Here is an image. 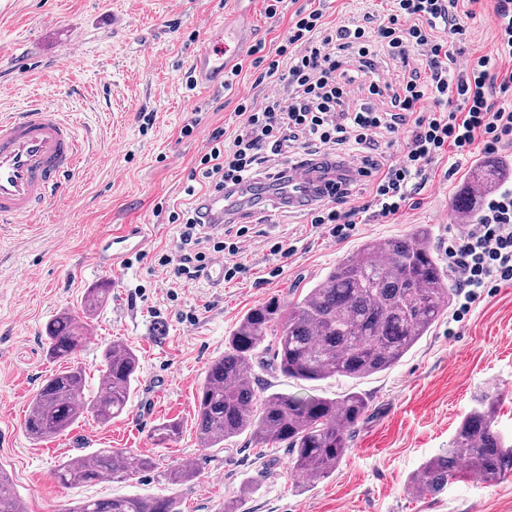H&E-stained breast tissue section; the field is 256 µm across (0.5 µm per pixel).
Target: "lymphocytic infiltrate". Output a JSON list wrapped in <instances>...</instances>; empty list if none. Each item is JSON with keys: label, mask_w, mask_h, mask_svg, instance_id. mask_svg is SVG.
<instances>
[{"label": "lymphocytic infiltrate", "mask_w": 512, "mask_h": 512, "mask_svg": "<svg viewBox=\"0 0 512 512\" xmlns=\"http://www.w3.org/2000/svg\"><path fill=\"white\" fill-rule=\"evenodd\" d=\"M460 0H392L384 16L370 13L351 23L326 22L321 9L291 8L289 0H269L268 17L289 14L288 32L274 52L257 43L252 66L267 93L256 101L239 96L243 118L233 135L213 129L191 173L187 195L197 188L232 190L243 180L265 175L282 179L279 160L292 146L335 162L336 178L327 201L311 210L314 226H328L343 239L362 213L387 219L411 200L429 165L444 154L463 159L475 142L486 152L512 143V71L497 58L512 59V0H495L496 57L468 56L462 50L467 28ZM392 60L383 68L382 59ZM407 129L399 156L380 151L376 134ZM367 179L368 201L350 199L356 178ZM180 225L178 279H200L221 255L244 250L247 227L214 238L211 252L200 251L201 226L192 209L171 211ZM448 269L459 290L456 319L490 288L512 283V188L486 202L478 223L448 241Z\"/></svg>", "instance_id": "lymphocytic-infiltrate-1"}]
</instances>
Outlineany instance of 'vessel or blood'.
Returning a JSON list of instances; mask_svg holds the SVG:
<instances>
[{"mask_svg":"<svg viewBox=\"0 0 512 512\" xmlns=\"http://www.w3.org/2000/svg\"><path fill=\"white\" fill-rule=\"evenodd\" d=\"M208 38L190 61L193 81L204 89L223 84L225 75L250 56L256 39L252 13L236 12L209 25ZM82 161L74 123L60 118L50 101L38 98L16 112L0 114V224H19L41 215L61 191L64 178L76 172ZM322 187L314 163L306 162L284 181H244L230 193L197 196L194 207L205 226L220 235L240 202L259 197L304 210L320 204ZM145 239L141 224L100 233L94 241L99 267L117 268L141 252Z\"/></svg>","mask_w":512,"mask_h":512,"instance_id":"obj_1","label":"vessel or blood"}]
</instances>
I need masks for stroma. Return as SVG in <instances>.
<instances>
[{"instance_id":"obj_1","label":"stroma","mask_w":512,"mask_h":512,"mask_svg":"<svg viewBox=\"0 0 512 512\" xmlns=\"http://www.w3.org/2000/svg\"><path fill=\"white\" fill-rule=\"evenodd\" d=\"M494 0H473L465 45L473 56L495 55ZM236 0H0V113L33 97L56 101L77 127L86 157L53 205L35 222L0 224V471L26 512H68L75 504L113 497L170 496L180 512H512V476L494 484L462 479L436 498L415 497L410 475L447 448L478 396L498 401L499 429L512 437V284L476 301L460 323L446 308L427 336L393 367L361 378L303 382L269 369L258 390L335 399L361 393L368 409L351 431L350 446L331 474L310 483L293 470L284 446L256 444L242 434L221 448L197 438L195 398L209 364L243 314L271 297L289 305L322 280L363 241L432 229L444 254L459 232L451 202L472 186V173L492 157L512 160V144L496 154L474 148L457 164L442 159L426 172L416 196L389 221L364 220L346 239L314 228L307 213L277 210L267 221L243 211L253 232L240 277L212 287L207 279L173 281L161 254L178 255V227L158 202L185 208L184 192L209 131L234 132L237 99L217 86L188 90V63L206 37L207 22L237 10ZM32 47L39 75L15 72L5 57L18 42ZM82 53L69 61L73 43ZM195 123L192 136L181 129ZM124 224L151 227L143 258L101 272L92 239ZM293 246L284 258L275 243ZM111 280L112 293L95 316L79 356L90 392L98 390L105 344L122 342L139 358L137 388L126 412L109 423L83 414L50 442L24 431L28 405L57 365L46 355L45 326L59 312L80 310L87 288ZM195 321H187L186 313ZM182 424L177 441L153 437L159 423ZM103 448L153 458L155 467L126 479L66 488L54 472L68 458ZM189 462L192 481L175 484L170 471Z\"/></svg>"}]
</instances>
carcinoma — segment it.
<instances>
[{
    "instance_id": "cac0c4a2",
    "label": "carcinoma",
    "mask_w": 512,
    "mask_h": 512,
    "mask_svg": "<svg viewBox=\"0 0 512 512\" xmlns=\"http://www.w3.org/2000/svg\"><path fill=\"white\" fill-rule=\"evenodd\" d=\"M421 224L409 235L383 243L363 242L289 309L270 299L249 309L224 344V355L208 367L196 402L197 438L221 448L245 432L265 445L284 444L296 470L321 479L342 459L349 433L368 409L350 392L339 399H303L272 392L257 398L255 367H270L300 381L360 379L385 371L429 333L452 302L448 271ZM103 280L87 289L82 314L65 310L45 328L47 356L64 367L51 374L32 398L24 428L30 439L49 442L72 429L89 410L102 423L119 416L134 394L139 360L124 345L107 344L101 354L100 395L87 397L85 368L76 362L89 332L87 319L107 302ZM277 335L272 359L267 339ZM496 400L485 395L463 417L448 448L424 462L409 485L418 497L435 496L466 477L496 482L512 473V441L497 430ZM161 442L180 435V423L154 429ZM153 467L146 455L101 450L58 465L66 487L105 477H130ZM0 512H22L9 479L0 473ZM69 512H179L169 497H117L82 503Z\"/></svg>"
}]
</instances>
